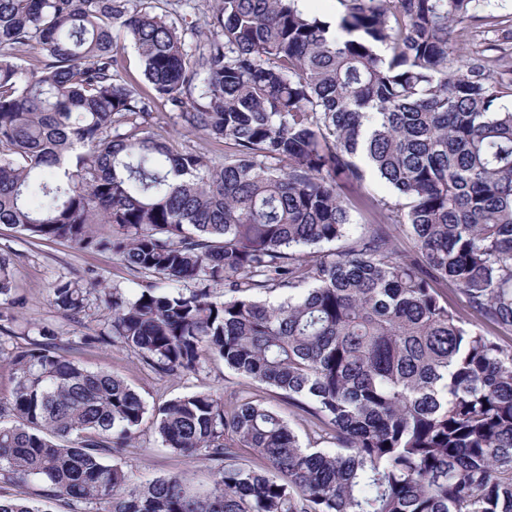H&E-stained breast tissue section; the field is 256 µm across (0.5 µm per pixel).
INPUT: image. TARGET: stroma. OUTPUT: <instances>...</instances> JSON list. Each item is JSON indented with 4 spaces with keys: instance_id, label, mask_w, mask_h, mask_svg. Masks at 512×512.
I'll return each instance as SVG.
<instances>
[{
    "instance_id": "1",
    "label": "stroma",
    "mask_w": 512,
    "mask_h": 512,
    "mask_svg": "<svg viewBox=\"0 0 512 512\" xmlns=\"http://www.w3.org/2000/svg\"><path fill=\"white\" fill-rule=\"evenodd\" d=\"M145 4L188 37L203 29L210 10V0H145ZM154 112L151 130L173 151L180 152L191 145L210 157L222 159L223 146L211 144L201 135L184 137L170 117L169 106L157 104ZM1 250L11 252L14 258L16 303L0 305V312H14L16 320L11 323L9 333H0V398H9L14 387L8 357L18 348L27 346L26 331L45 327L54 331L68 359L91 370L104 368L120 375L149 409L196 392L217 390L226 395L236 392L277 411L290 424L302 446L325 447L321 432L298 416L278 390L248 381L227 367L222 359L206 360L196 374L162 378L129 349L98 341L103 309L91 306L77 322L51 304V291L63 278L98 280L108 287L123 288L129 295L136 292L143 281L142 276L132 272L111 250H81L63 240H33L0 224ZM120 463L142 481L186 474L196 485L206 487L213 480L210 463L174 454L162 446L148 418L138 428L133 447L126 449Z\"/></svg>"
}]
</instances>
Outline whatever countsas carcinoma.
<instances>
[{
    "mask_svg": "<svg viewBox=\"0 0 512 512\" xmlns=\"http://www.w3.org/2000/svg\"><path fill=\"white\" fill-rule=\"evenodd\" d=\"M337 3L327 21L299 0H214L188 41L143 0H0V224L110 247L165 283L130 297L62 279L53 305L77 318L94 294L100 339L159 375L219 357L333 445L198 392L160 407L155 432L212 463V484L136 482L106 457L145 402L44 330L0 400V484L35 489L0 492V512H40L37 496L71 512H512V68L464 52L485 0ZM116 30L152 93L120 77ZM157 99L224 160L156 138ZM363 162L395 200L369 196ZM359 203L371 220L353 236ZM13 263L0 252V298Z\"/></svg>",
    "mask_w": 512,
    "mask_h": 512,
    "instance_id": "carcinoma-1",
    "label": "carcinoma"
}]
</instances>
